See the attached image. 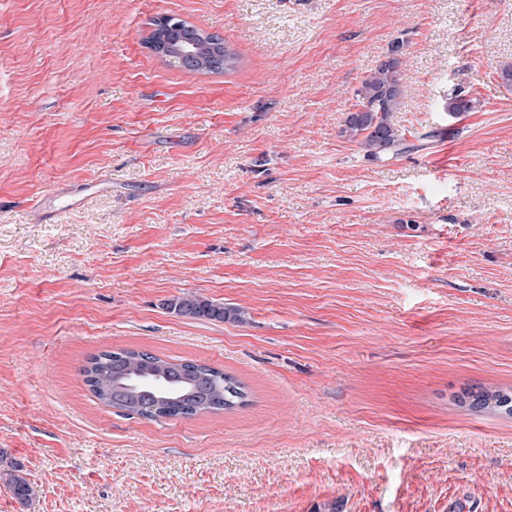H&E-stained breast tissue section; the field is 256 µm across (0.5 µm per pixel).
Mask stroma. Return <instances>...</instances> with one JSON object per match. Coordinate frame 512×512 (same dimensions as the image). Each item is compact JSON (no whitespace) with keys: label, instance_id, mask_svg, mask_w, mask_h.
<instances>
[{"label":"stroma","instance_id":"1","mask_svg":"<svg viewBox=\"0 0 512 512\" xmlns=\"http://www.w3.org/2000/svg\"><path fill=\"white\" fill-rule=\"evenodd\" d=\"M163 15L237 67L155 55ZM398 43L409 149L373 160L340 125ZM506 62L512 0H0V512H512V417L457 403L512 389ZM112 348L247 403L126 416L82 376ZM104 189V183L101 181L83 187H72L68 184L58 186L51 192L41 196L36 201L35 208L41 218L48 221L61 209L77 207L84 195ZM167 307L177 311L180 315L193 318H204L220 322H224V320L243 321V312L240 309L225 308L224 304L196 295L178 297L170 301ZM9 467L11 469H0V480L4 482L13 497L23 503L30 495V485L24 476L18 474L22 471L21 464L10 463Z\"/></svg>","mask_w":512,"mask_h":512}]
</instances>
